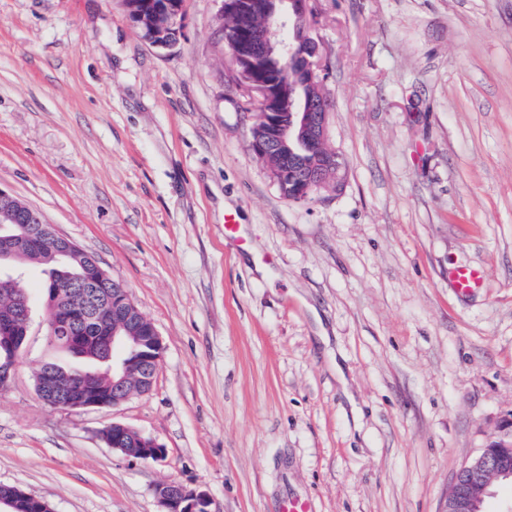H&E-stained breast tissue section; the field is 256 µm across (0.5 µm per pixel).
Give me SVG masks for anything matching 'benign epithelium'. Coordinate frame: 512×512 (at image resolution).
Wrapping results in <instances>:
<instances>
[{
	"instance_id": "7a95c632",
	"label": "benign epithelium",
	"mask_w": 512,
	"mask_h": 512,
	"mask_svg": "<svg viewBox=\"0 0 512 512\" xmlns=\"http://www.w3.org/2000/svg\"><path fill=\"white\" fill-rule=\"evenodd\" d=\"M277 4L268 22L247 27L246 49L255 63L278 54L281 69L268 79L246 86L247 94L264 103L265 123L249 130L254 154L275 151L281 156V186L293 201H308L324 185L326 171L341 170L339 157L326 150L331 99L326 90L316 95L307 88L326 84V58L321 40L314 34L306 43L281 38L288 26L309 22L314 0H271ZM130 23L140 28L153 48L173 50L179 43L183 11L176 0H125ZM255 9L252 0H222L221 16L245 18ZM316 153L318 163L305 168L292 144ZM35 252L56 260L79 262L81 273L59 272L44 288L48 313L43 321L47 338L59 345L76 339L88 329L112 333V345L122 354L101 359L112 371V387L99 386L100 371L90 369L61 373L46 367L35 377L41 400L54 409L114 407L134 395L153 390L163 359L164 345L155 324L146 319L123 284L114 280L98 260L72 240L59 235L39 211L0 187V270L11 278L23 274V263ZM32 309L27 299L13 302L0 317V350L7 363L0 364V387L10 385L20 349L26 339ZM111 448L127 458L160 462L165 447L155 439L114 422L101 431ZM512 482V418L502 420L499 439L484 448L455 473L442 512H483L485 498L494 482ZM162 512H211L205 492L182 482L168 480L154 487Z\"/></svg>"
}]
</instances>
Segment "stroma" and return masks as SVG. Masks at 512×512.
Returning a JSON list of instances; mask_svg holds the SVG:
<instances>
[{"label":"stroma","instance_id":"1","mask_svg":"<svg viewBox=\"0 0 512 512\" xmlns=\"http://www.w3.org/2000/svg\"><path fill=\"white\" fill-rule=\"evenodd\" d=\"M316 5L342 181L296 202L249 148L221 0H184L170 52L124 0H0V187L121 281L164 345L151 393L45 405L35 374L68 356L28 270L0 484L54 512H161L164 480L212 512H442L512 416V0ZM471 264L483 284L457 294L448 271ZM113 422L164 460L110 448ZM104 442L127 458L145 462H160L166 456L165 447L121 423L113 422L101 431Z\"/></svg>","mask_w":512,"mask_h":512}]
</instances>
